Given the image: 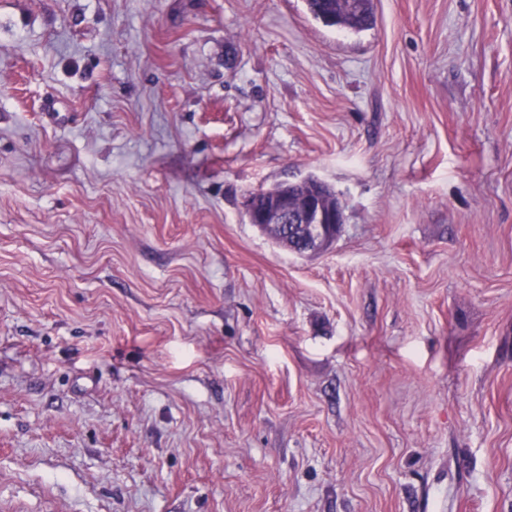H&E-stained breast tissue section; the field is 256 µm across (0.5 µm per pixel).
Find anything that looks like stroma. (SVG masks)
Here are the masks:
<instances>
[{
    "mask_svg": "<svg viewBox=\"0 0 512 512\" xmlns=\"http://www.w3.org/2000/svg\"><path fill=\"white\" fill-rule=\"evenodd\" d=\"M374 5L0 0V512H512V0ZM305 3L308 11L328 26L362 31L374 23L372 0H305ZM291 185L282 184L271 201H265L262 210L257 209L256 198L266 190L254 191L244 197L243 211L248 215L251 224L295 254H320L341 232L344 223L342 209L339 207L334 211L316 191L300 201H295L288 196Z\"/></svg>",
    "mask_w": 512,
    "mask_h": 512,
    "instance_id": "1",
    "label": "stroma"
}]
</instances>
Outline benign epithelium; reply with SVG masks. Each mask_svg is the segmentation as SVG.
<instances>
[{
  "label": "benign epithelium",
  "mask_w": 512,
  "mask_h": 512,
  "mask_svg": "<svg viewBox=\"0 0 512 512\" xmlns=\"http://www.w3.org/2000/svg\"><path fill=\"white\" fill-rule=\"evenodd\" d=\"M289 187V183L281 185L261 210L256 207L260 191H254L244 197L243 211L250 223L295 254H320L339 236L344 223L343 212L333 210L315 191L296 201L288 196Z\"/></svg>",
  "instance_id": "1"
}]
</instances>
